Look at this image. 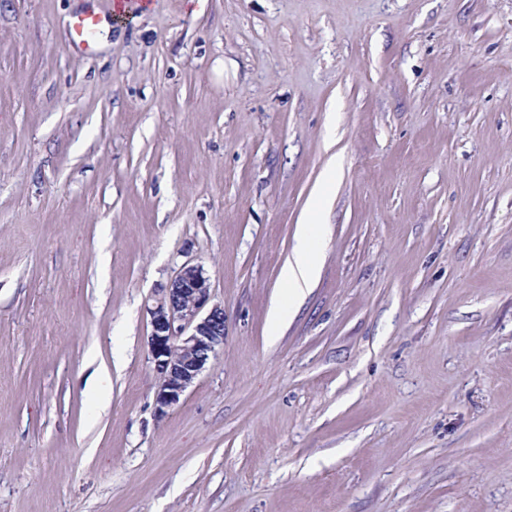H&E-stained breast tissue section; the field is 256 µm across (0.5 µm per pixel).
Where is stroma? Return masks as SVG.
<instances>
[{"label": "stroma", "mask_w": 512, "mask_h": 512, "mask_svg": "<svg viewBox=\"0 0 512 512\" xmlns=\"http://www.w3.org/2000/svg\"><path fill=\"white\" fill-rule=\"evenodd\" d=\"M111 9L0 0V512H512V0H147L72 46ZM186 262L224 347L159 421ZM101 26V17L94 12L86 11L75 15L70 21L72 41L85 48H91L100 35ZM311 225H301L294 248V257L288 260L281 271V280L288 289V313L290 305L301 301L314 287L318 264L313 257Z\"/></svg>", "instance_id": "obj_1"}]
</instances>
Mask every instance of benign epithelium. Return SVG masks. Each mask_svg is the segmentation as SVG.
Segmentation results:
<instances>
[{
	"label": "benign epithelium",
	"mask_w": 512,
	"mask_h": 512,
	"mask_svg": "<svg viewBox=\"0 0 512 512\" xmlns=\"http://www.w3.org/2000/svg\"><path fill=\"white\" fill-rule=\"evenodd\" d=\"M150 315L148 348L158 378L155 417L162 421L224 348V306L211 302L203 268L185 263Z\"/></svg>",
	"instance_id": "1"
}]
</instances>
